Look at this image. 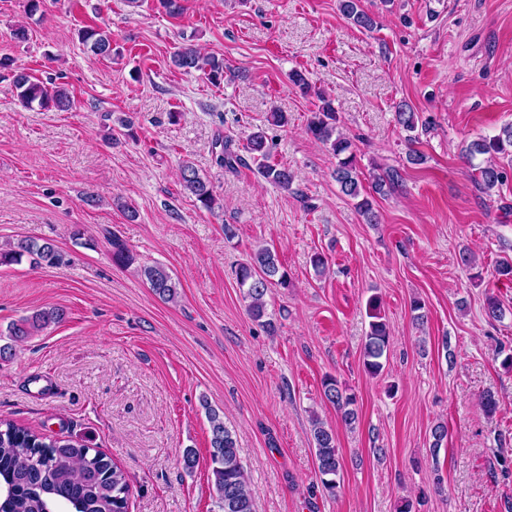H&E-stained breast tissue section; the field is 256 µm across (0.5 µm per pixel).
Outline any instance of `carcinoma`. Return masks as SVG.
Instances as JSON below:
<instances>
[{
	"label": "carcinoma",
	"mask_w": 512,
	"mask_h": 512,
	"mask_svg": "<svg viewBox=\"0 0 512 512\" xmlns=\"http://www.w3.org/2000/svg\"><path fill=\"white\" fill-rule=\"evenodd\" d=\"M158 10L171 18L183 15V0H157ZM342 14L356 27L372 30L376 20L363 9L361 0H339ZM81 43L95 56H112V39L106 32L92 26L79 30ZM172 66L184 73L201 72L213 85L224 78L241 76L224 59L204 54L194 44L183 42L170 57ZM13 87L21 102L31 107L54 108L67 111L73 105L69 90L61 85H48L30 74L19 71L13 74ZM320 105L307 119V133L325 145L336 157L334 177L341 192L356 200L355 208L367 224L379 223L371 193L363 189L357 155L349 139L337 130V115L333 102L324 94H317ZM396 121L405 131L413 133L430 129V122L419 121L417 113L401 103L396 107ZM246 149L260 160V173L268 182L286 191L292 189L294 176L285 166L270 164L271 145L265 131L250 135ZM466 158L487 156L486 163L476 168L475 180L485 190H490L507 178L501 162L512 164V125H505L492 138L472 141L464 149ZM215 163L229 171L241 163V155L234 149L232 140L219 137L214 143ZM181 181L185 190L208 211L221 207L208 182L193 163L186 161L181 167ZM400 182L394 168L373 176L372 193L385 196ZM28 254L49 266L58 263V252L48 240L22 239L15 248L0 250V265L19 260ZM112 261L129 266L135 257L119 238H112ZM152 291L164 301L176 297V283L165 267L146 265L140 268ZM236 279L249 299V312L259 320L265 314L266 296L272 288L288 287V273L283 269L275 252L258 249L253 256L236 269ZM368 330L363 340V367L366 373L377 376L384 370L383 357L390 341L389 325L381 314L377 296L367 300ZM60 308L40 310L23 317L8 327V337L16 342L46 329L63 320ZM323 398L341 412L345 423L356 422V395L347 392L336 378L327 376L322 381ZM210 426V466L213 477L212 490L220 512H256L250 480L242 464L237 439L224 423V411L203 402ZM313 439L316 448V465L324 489L334 492L341 462L334 431L316 419L313 421ZM0 512H127L130 485L124 471L102 453L90 454V448L69 441H53L39 433L12 423L0 428Z\"/></svg>",
	"instance_id": "cac0c4a2"
}]
</instances>
